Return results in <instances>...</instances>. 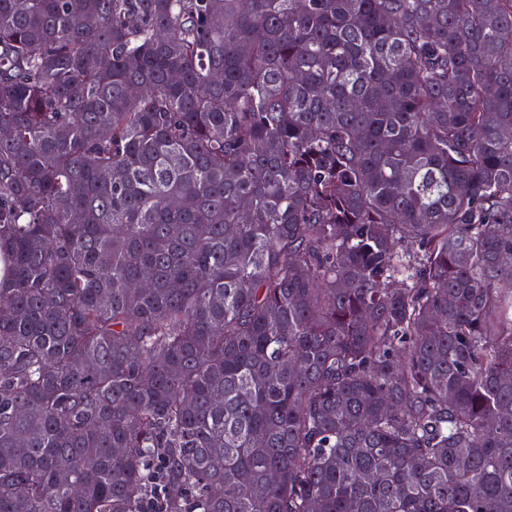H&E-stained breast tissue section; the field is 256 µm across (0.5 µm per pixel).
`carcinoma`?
Segmentation results:
<instances>
[{"label":"carcinoma","mask_w":512,"mask_h":512,"mask_svg":"<svg viewBox=\"0 0 512 512\" xmlns=\"http://www.w3.org/2000/svg\"><path fill=\"white\" fill-rule=\"evenodd\" d=\"M1 126L0 512H512V0H0Z\"/></svg>","instance_id":"cac0c4a2"}]
</instances>
